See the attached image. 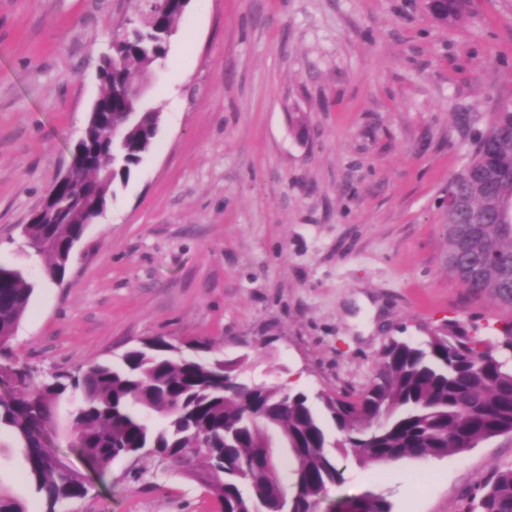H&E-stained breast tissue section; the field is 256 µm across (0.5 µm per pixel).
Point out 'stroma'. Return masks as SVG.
I'll list each match as a JSON object with an SVG mask.
<instances>
[{
	"label": "stroma",
	"instance_id": "35a3bbf8",
	"mask_svg": "<svg viewBox=\"0 0 512 512\" xmlns=\"http://www.w3.org/2000/svg\"><path fill=\"white\" fill-rule=\"evenodd\" d=\"M129 0H0V263L34 283L13 342L30 366L102 361L139 340H207L256 380L365 389L382 348L512 308L445 267L439 205L512 99V0L456 24L425 0H191L150 79L155 147L76 244L63 282L20 234L72 161ZM512 433L461 454L344 464L324 505L466 512ZM109 483L62 512H216L174 476ZM332 512H392L391 503L372 492H364L337 500L331 506Z\"/></svg>",
	"mask_w": 512,
	"mask_h": 512
}]
</instances>
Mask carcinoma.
Instances as JSON below:
<instances>
[{
    "label": "carcinoma",
    "mask_w": 512,
    "mask_h": 512,
    "mask_svg": "<svg viewBox=\"0 0 512 512\" xmlns=\"http://www.w3.org/2000/svg\"><path fill=\"white\" fill-rule=\"evenodd\" d=\"M468 0H444L442 20L460 22ZM178 0L163 11L143 6L138 28L101 58V93L90 113L89 136L107 158L74 167L48 195L63 207L23 226L27 246L45 261L44 274L64 279L87 222L154 147L160 109L132 99L133 74L165 65L161 31L176 29ZM448 190L462 203L442 212L448 271L470 292L512 306V100L493 112L485 135ZM33 285L0 264V435L12 437L26 475L46 512L89 493L86 473L52 449L46 428L69 403L67 447L108 481L112 463L129 461L134 483L172 474L193 483L220 512H320L327 488L344 482L340 460L361 467L406 458L463 453L512 432V322L497 341L477 325L450 320L422 342L393 340L378 370L357 394L333 396L257 383L245 357L226 358L210 342L176 345L146 338L112 361L44 376L13 352L17 327ZM0 512H29L0 482ZM331 512H392L372 492L337 500ZM469 512H512V466L494 467L492 480L471 499Z\"/></svg>",
    "instance_id": "cac0c4a2"
}]
</instances>
